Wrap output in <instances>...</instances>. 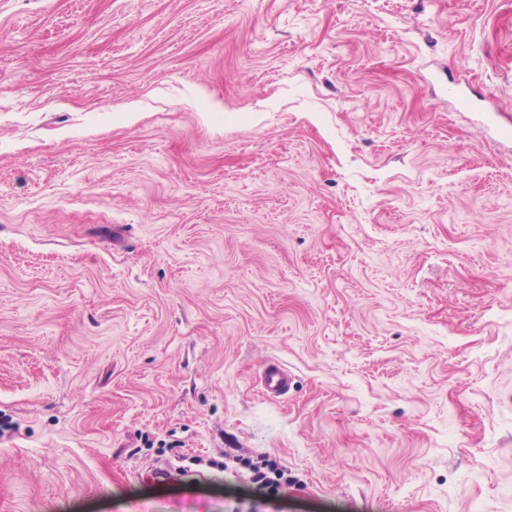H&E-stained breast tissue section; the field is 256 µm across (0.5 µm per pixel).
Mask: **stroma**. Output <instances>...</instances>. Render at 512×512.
<instances>
[{
    "mask_svg": "<svg viewBox=\"0 0 512 512\" xmlns=\"http://www.w3.org/2000/svg\"><path fill=\"white\" fill-rule=\"evenodd\" d=\"M490 109L512 0H0V512H512ZM291 378L287 370L278 362L267 363L260 375L259 383L264 394L270 398H279L288 392Z\"/></svg>",
    "mask_w": 512,
    "mask_h": 512,
    "instance_id": "obj_1",
    "label": "stroma"
}]
</instances>
